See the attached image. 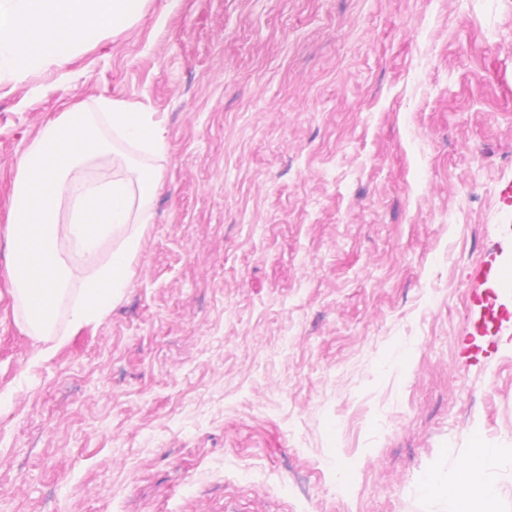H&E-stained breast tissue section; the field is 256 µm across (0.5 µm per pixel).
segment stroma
<instances>
[{
	"label": "stroma",
	"mask_w": 512,
	"mask_h": 512,
	"mask_svg": "<svg viewBox=\"0 0 512 512\" xmlns=\"http://www.w3.org/2000/svg\"><path fill=\"white\" fill-rule=\"evenodd\" d=\"M103 97L167 126L164 181L99 325L27 335L0 237V512H443L418 480L478 441L512 512V328L465 355L512 265V0H147L0 78V219ZM508 277V272L496 263L495 256L490 254L488 258L477 265L471 273V281L474 284L487 285L495 288L503 285Z\"/></svg>",
	"instance_id": "1"
}]
</instances>
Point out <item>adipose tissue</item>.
<instances>
[{
	"label": "adipose tissue",
	"instance_id": "ef3b65f1",
	"mask_svg": "<svg viewBox=\"0 0 512 512\" xmlns=\"http://www.w3.org/2000/svg\"><path fill=\"white\" fill-rule=\"evenodd\" d=\"M147 0H0V75L24 77L28 68L68 64L75 49L105 31L121 32L143 13ZM475 469L447 486V512H491L497 488L483 479L482 452Z\"/></svg>",
	"mask_w": 512,
	"mask_h": 512
}]
</instances>
